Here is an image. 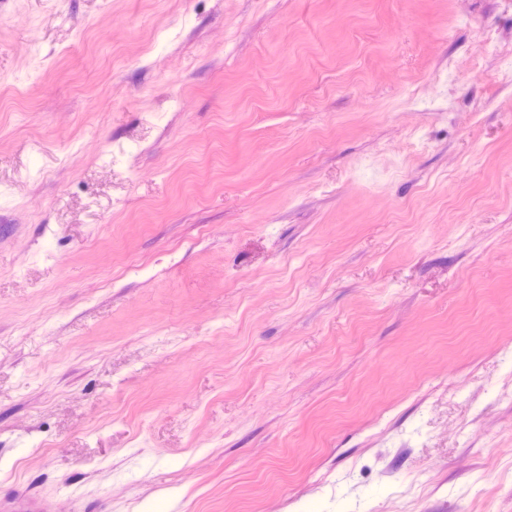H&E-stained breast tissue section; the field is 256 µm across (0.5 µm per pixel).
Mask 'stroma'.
I'll return each mask as SVG.
<instances>
[{"instance_id": "1", "label": "stroma", "mask_w": 512, "mask_h": 512, "mask_svg": "<svg viewBox=\"0 0 512 512\" xmlns=\"http://www.w3.org/2000/svg\"><path fill=\"white\" fill-rule=\"evenodd\" d=\"M512 0H0V499L512 512Z\"/></svg>"}]
</instances>
